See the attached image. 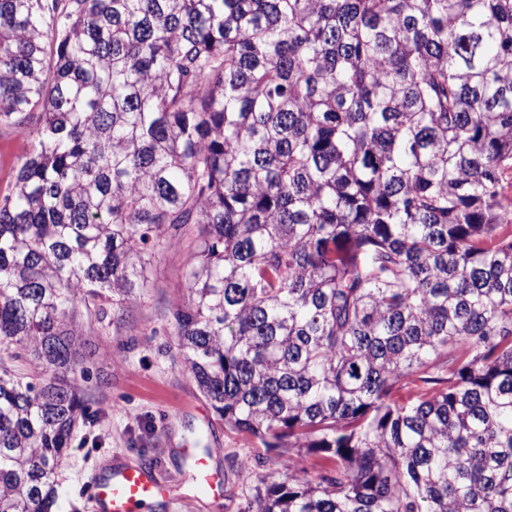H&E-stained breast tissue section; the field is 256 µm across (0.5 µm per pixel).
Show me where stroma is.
Listing matches in <instances>:
<instances>
[{"label":"stroma","instance_id":"stroma-1","mask_svg":"<svg viewBox=\"0 0 512 512\" xmlns=\"http://www.w3.org/2000/svg\"><path fill=\"white\" fill-rule=\"evenodd\" d=\"M32 150L24 131L0 129V194ZM189 241L170 239L154 270V286L120 311L112 332L88 327L82 386L91 395L93 421H79L59 475L58 512H92L88 477L121 463L157 471L166 493L144 512H242L253 498L257 477L290 466L314 469L318 456L292 457L266 450L218 420L185 370L169 318ZM205 458L215 476L213 490L193 477L190 455Z\"/></svg>","mask_w":512,"mask_h":512}]
</instances>
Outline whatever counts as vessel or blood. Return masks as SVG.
<instances>
[{"label": "vessel or blood", "instance_id": "vessel-or-blood-1", "mask_svg": "<svg viewBox=\"0 0 512 512\" xmlns=\"http://www.w3.org/2000/svg\"><path fill=\"white\" fill-rule=\"evenodd\" d=\"M88 485L94 512H134L138 503L165 491L151 471L141 466L93 473Z\"/></svg>", "mask_w": 512, "mask_h": 512}]
</instances>
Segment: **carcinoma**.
Masks as SVG:
<instances>
[{"mask_svg":"<svg viewBox=\"0 0 512 512\" xmlns=\"http://www.w3.org/2000/svg\"><path fill=\"white\" fill-rule=\"evenodd\" d=\"M0 512H53L85 325L170 309L245 512H512V0H0ZM415 374L432 385L395 397ZM32 150V140L24 131L0 129V194L7 193L14 179L15 169Z\"/></svg>","mask_w":512,"mask_h":512,"instance_id":"1","label":"carcinoma"}]
</instances>
